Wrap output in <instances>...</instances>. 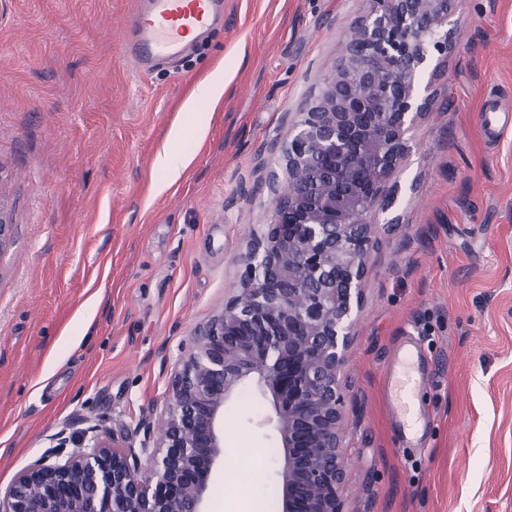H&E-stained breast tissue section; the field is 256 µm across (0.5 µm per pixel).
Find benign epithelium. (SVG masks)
Masks as SVG:
<instances>
[{"label":"benign epithelium","mask_w":512,"mask_h":512,"mask_svg":"<svg viewBox=\"0 0 512 512\" xmlns=\"http://www.w3.org/2000/svg\"><path fill=\"white\" fill-rule=\"evenodd\" d=\"M455 0H369L335 70L283 149L288 189L247 245V279L196 333L169 389L165 431L139 449L94 426L86 449L38 462L0 492V512H205L224 459V407L252 381L270 394L284 449L282 512H344L341 374L374 246L369 214L406 134L430 106L422 75L453 44Z\"/></svg>","instance_id":"1"}]
</instances>
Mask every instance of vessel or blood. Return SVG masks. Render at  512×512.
Returning <instances> with one entry per match:
<instances>
[{
    "instance_id": "1",
    "label": "vessel or blood",
    "mask_w": 512,
    "mask_h": 512,
    "mask_svg": "<svg viewBox=\"0 0 512 512\" xmlns=\"http://www.w3.org/2000/svg\"><path fill=\"white\" fill-rule=\"evenodd\" d=\"M224 21V0H135L123 37L140 69L188 57Z\"/></svg>"
}]
</instances>
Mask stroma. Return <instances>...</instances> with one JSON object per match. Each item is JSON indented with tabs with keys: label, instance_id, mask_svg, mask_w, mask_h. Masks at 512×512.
I'll list each match as a JSON object with an SVG mask.
<instances>
[{
	"label": "stroma",
	"instance_id": "obj_1",
	"mask_svg": "<svg viewBox=\"0 0 512 512\" xmlns=\"http://www.w3.org/2000/svg\"><path fill=\"white\" fill-rule=\"evenodd\" d=\"M133 0H0V488L83 428L140 447L195 332L245 276L272 220L293 123L368 0H224V25L178 69L143 73L117 24ZM433 101L379 214L342 376L344 512H512V0H456ZM224 67L218 106L185 108ZM205 138H198V129ZM189 159L175 182L159 153ZM419 351V443L389 385ZM270 397L224 408L206 512H281Z\"/></svg>",
	"mask_w": 512,
	"mask_h": 512
}]
</instances>
